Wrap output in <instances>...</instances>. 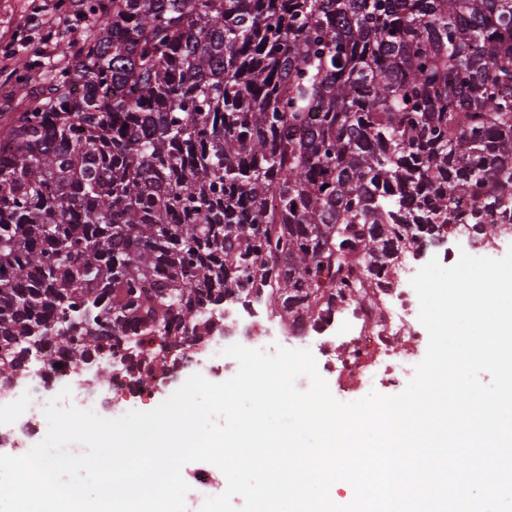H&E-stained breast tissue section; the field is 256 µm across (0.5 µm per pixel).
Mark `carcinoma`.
Instances as JSON below:
<instances>
[{"instance_id":"carcinoma-1","label":"carcinoma","mask_w":512,"mask_h":512,"mask_svg":"<svg viewBox=\"0 0 512 512\" xmlns=\"http://www.w3.org/2000/svg\"><path fill=\"white\" fill-rule=\"evenodd\" d=\"M0 122V389L53 329L141 382L278 293L372 306L380 268L512 235V0H95ZM471 196L472 206L456 203ZM162 338L158 349L146 339ZM448 228L451 236L445 241V243L437 246H430L417 254L416 257L418 259V263L420 266L426 264L432 257L436 256L439 260L442 258L440 263L443 266L450 267L457 263L460 258V254L454 252L445 253L446 249L449 247L455 252H461L462 250L471 255L476 251H470L466 245L465 241H461L453 238L452 236L462 237V238H471L474 235L472 224H449V226H444L442 229V233L448 236ZM445 254V255H444ZM444 255V256H443Z\"/></svg>"}]
</instances>
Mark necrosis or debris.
I'll list each match as a JSON object with an SVG mask.
<instances>
[{"label":"necrosis or debris","instance_id":"1","mask_svg":"<svg viewBox=\"0 0 512 512\" xmlns=\"http://www.w3.org/2000/svg\"><path fill=\"white\" fill-rule=\"evenodd\" d=\"M417 267L413 258H405L388 274L382 275L377 290L375 308L354 307L347 303L337 304L326 314L323 321L284 324L276 315L277 298L267 295L265 312L248 310L237 301H227L224 306L225 325L237 329L244 346L261 343L266 351L275 345L294 343L308 345L317 353L318 372L324 377L336 378L347 396H354L379 382L400 388L407 386L415 375L416 356L426 344L423 326L418 320L419 303L410 284ZM355 321L359 331L353 336H333L329 330L346 321ZM54 365L41 363L30 365L24 383L13 385L8 393L10 400L21 402L26 409V420L18 432L0 433V446L7 454L21 456L27 453V442L38 434L45 421L46 399L39 387L58 380L67 381L71 389L63 406L83 407L91 383L96 381L102 369H109L108 389L113 394L115 407L150 397L151 387L138 383L128 370L114 368L113 357H104L89 366L77 369L67 363L62 352H55ZM180 365L195 366L207 378L223 381L238 370L233 358L221 355L211 344L195 346L179 360Z\"/></svg>","mask_w":512,"mask_h":512}]
</instances>
